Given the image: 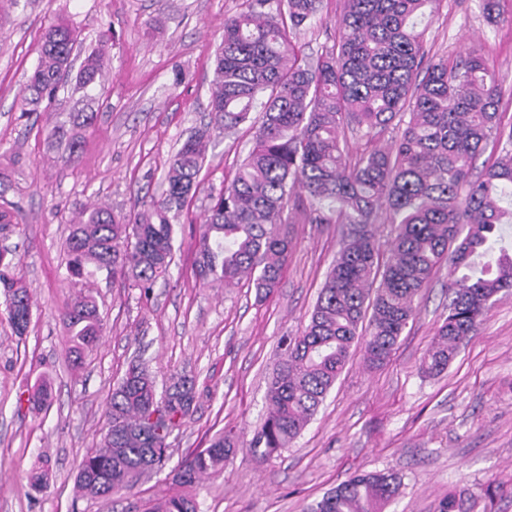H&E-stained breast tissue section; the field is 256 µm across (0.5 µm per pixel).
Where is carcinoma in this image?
I'll return each instance as SVG.
<instances>
[{
  "mask_svg": "<svg viewBox=\"0 0 512 512\" xmlns=\"http://www.w3.org/2000/svg\"><path fill=\"white\" fill-rule=\"evenodd\" d=\"M324 0H246L224 21L215 51L210 120L172 153L161 198L129 215L102 205L81 212L66 239L71 300L63 311L67 358L77 369L99 344L105 322L87 281L101 270L149 294L174 261V221L196 196L212 129L246 127L251 147L231 182L210 189L195 242V274L203 285H230L246 277L256 293L279 283L292 244L291 201L309 224H343L347 241L326 274L308 323L282 339L285 357L267 382L268 411L248 448L263 462L288 447L316 415L350 358L364 344L371 367L386 364L428 288L434 270L452 266L448 315L422 359L429 376L447 371L460 346L485 321L504 290L512 289V252L499 243L512 224V125L499 117L502 78L481 54L450 62L427 58L421 19L440 0H344L338 46L310 60L297 33L320 14ZM78 34L50 26L22 102L28 114L52 101L64 83L86 99L110 75L108 38L80 65ZM408 117L390 149L373 145L396 118ZM372 147L349 159L346 131ZM496 161L474 172L487 148ZM394 226L385 261L374 224ZM376 289H371L375 280ZM0 316L13 333H26L32 300L12 251H0ZM27 401L50 405L46 383ZM167 420L151 422L159 405ZM195 407L194 382L171 377L157 386L140 360L129 364L107 397L106 431L83 456L75 478L82 495L107 500L131 493L148 474L163 470L166 437ZM229 433L171 470L173 488L144 512H198L192 489L224 470L236 453ZM400 478L369 471L338 483L308 512H384ZM477 500L454 494L436 512H474Z\"/></svg>",
  "mask_w": 512,
  "mask_h": 512,
  "instance_id": "carcinoma-1",
  "label": "carcinoma"
}]
</instances>
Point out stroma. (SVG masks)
<instances>
[{"label":"stroma","mask_w":512,"mask_h":512,"mask_svg":"<svg viewBox=\"0 0 512 512\" xmlns=\"http://www.w3.org/2000/svg\"><path fill=\"white\" fill-rule=\"evenodd\" d=\"M243 0H0V178L10 189L0 209L12 224L0 241L17 259L33 297L24 336L0 319V512H141L170 488L165 474L128 495L101 503L75 497L78 465L98 446L105 400L138 348L158 380L194 376L196 406L172 440L171 464L234 428L243 447L223 472L196 488L199 512H307L350 475L389 470L402 481L385 512H435L448 492L482 495L497 487L492 512H512V292L492 305L477 334L446 374L420 370L437 323L448 313L449 267L440 265L417 316L389 362L372 369L362 346L318 414L281 454L256 463L245 447L267 413L266 383L283 357L281 340L298 335L346 237L339 224L296 217L280 282L265 296L242 282L200 285L195 240L210 188L232 179L251 146L245 131L211 135L201 189L177 225L178 249L167 280L150 298L97 274L89 286L107 331L83 368L66 362L62 312L64 242L71 220L90 203L124 215L157 196L171 153L209 121L213 56L224 21ZM343 0H325L317 21L297 37L317 56L338 43ZM501 24L487 21L482 0H441L428 20L425 51L433 58L480 50L503 79L499 106L512 124V0H501ZM64 23L85 44L111 33L110 78L94 92L95 119L77 129L78 156L62 166L52 132L77 98L59 91L49 111L21 114L20 89L37 63L46 27ZM49 408L19 403L40 380ZM49 459L48 484L34 491L28 473Z\"/></svg>","instance_id":"stroma-1"}]
</instances>
